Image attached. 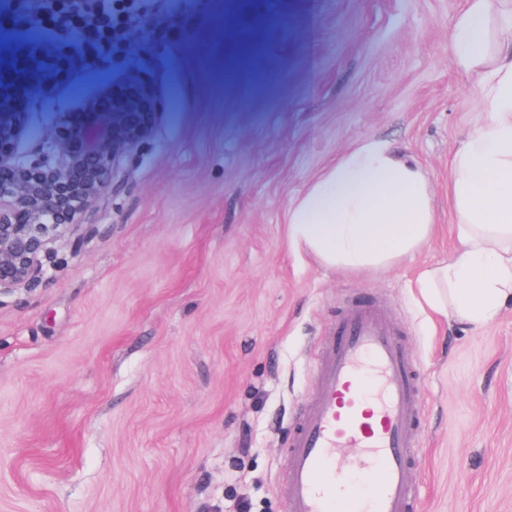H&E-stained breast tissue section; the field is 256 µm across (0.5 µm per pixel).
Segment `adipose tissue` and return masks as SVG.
Masks as SVG:
<instances>
[{
  "instance_id": "obj_1",
  "label": "adipose tissue",
  "mask_w": 512,
  "mask_h": 512,
  "mask_svg": "<svg viewBox=\"0 0 512 512\" xmlns=\"http://www.w3.org/2000/svg\"><path fill=\"white\" fill-rule=\"evenodd\" d=\"M451 56L476 75L482 110L451 160L457 251L417 279L426 302L480 328L512 302V0H466ZM296 252L344 271L382 270L436 232L424 168L387 141H357L323 169L286 215Z\"/></svg>"
}]
</instances>
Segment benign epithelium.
Instances as JSON below:
<instances>
[{
    "mask_svg": "<svg viewBox=\"0 0 512 512\" xmlns=\"http://www.w3.org/2000/svg\"><path fill=\"white\" fill-rule=\"evenodd\" d=\"M91 60L83 48L0 56V295L44 277L42 255L84 226L122 170L118 145L155 111L151 86L132 73L64 113L61 137L42 155L19 156L34 100Z\"/></svg>",
    "mask_w": 512,
    "mask_h": 512,
    "instance_id": "obj_1",
    "label": "benign epithelium"
}]
</instances>
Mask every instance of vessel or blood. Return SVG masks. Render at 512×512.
Returning a JSON list of instances; mask_svg holds the SVG:
<instances>
[{"label":"vessel or blood","instance_id":"1","mask_svg":"<svg viewBox=\"0 0 512 512\" xmlns=\"http://www.w3.org/2000/svg\"><path fill=\"white\" fill-rule=\"evenodd\" d=\"M418 385L386 311L347 307L291 438L289 512H410Z\"/></svg>","mask_w":512,"mask_h":512}]
</instances>
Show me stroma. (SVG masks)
I'll return each instance as SVG.
<instances>
[{"label":"stroma","instance_id":"35a3bbf8","mask_svg":"<svg viewBox=\"0 0 512 512\" xmlns=\"http://www.w3.org/2000/svg\"><path fill=\"white\" fill-rule=\"evenodd\" d=\"M463 5L206 0L32 104L26 154L104 80L145 75L156 110L79 240L0 298V512H288L290 436L358 299L386 310L420 375L412 512H512V305L473 329L414 286L458 247L449 161L480 104L450 56ZM227 27L277 52L225 60L214 90L184 49ZM370 137L425 168L437 236L383 271L295 253L289 206Z\"/></svg>","mask_w":512,"mask_h":512}]
</instances>
